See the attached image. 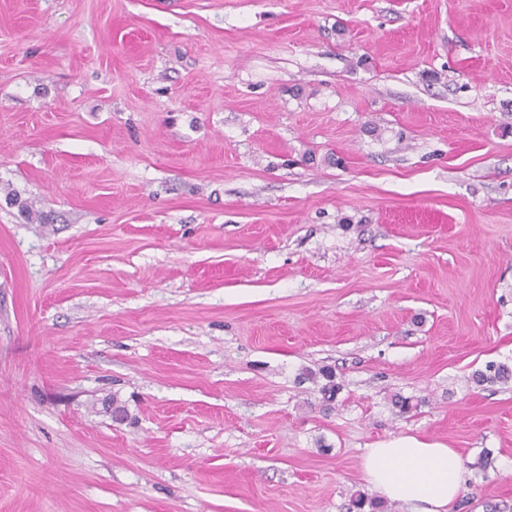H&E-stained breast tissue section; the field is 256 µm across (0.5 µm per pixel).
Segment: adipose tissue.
Returning <instances> with one entry per match:
<instances>
[{
    "label": "adipose tissue",
    "instance_id": "ef3b65f1",
    "mask_svg": "<svg viewBox=\"0 0 512 512\" xmlns=\"http://www.w3.org/2000/svg\"><path fill=\"white\" fill-rule=\"evenodd\" d=\"M367 483L414 512H454L463 491V457L454 448L399 437L368 449L362 459Z\"/></svg>",
    "mask_w": 512,
    "mask_h": 512
}]
</instances>
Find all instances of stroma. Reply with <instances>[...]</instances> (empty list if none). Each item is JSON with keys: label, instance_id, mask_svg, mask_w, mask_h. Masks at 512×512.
Wrapping results in <instances>:
<instances>
[{"label": "stroma", "instance_id": "35a3bbf8", "mask_svg": "<svg viewBox=\"0 0 512 512\" xmlns=\"http://www.w3.org/2000/svg\"><path fill=\"white\" fill-rule=\"evenodd\" d=\"M490 361L512 0H0V512H347L399 436L512 512Z\"/></svg>", "mask_w": 512, "mask_h": 512}]
</instances>
